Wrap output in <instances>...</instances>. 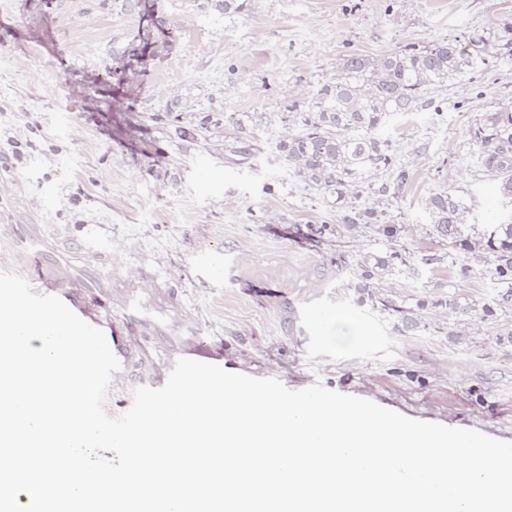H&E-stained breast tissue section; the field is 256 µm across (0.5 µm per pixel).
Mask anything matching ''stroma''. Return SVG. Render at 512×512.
<instances>
[{"mask_svg":"<svg viewBox=\"0 0 512 512\" xmlns=\"http://www.w3.org/2000/svg\"><path fill=\"white\" fill-rule=\"evenodd\" d=\"M237 2L0 0V271L19 269L8 225L93 236L114 287L140 267L167 280L240 372L512 440V309H498L495 258L449 257L428 209L450 189L476 230L512 218L468 135L512 102V0ZM443 41L477 63L385 125L408 180L377 207L398 238L346 227L276 150L298 131L289 106L348 56ZM396 252L403 274L358 289L360 263ZM322 308L347 311L369 342L336 353L314 330ZM142 342L143 364L108 389L110 416L179 339Z\"/></svg>","mask_w":512,"mask_h":512,"instance_id":"1","label":"stroma"}]
</instances>
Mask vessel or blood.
Returning <instances> with one entry per match:
<instances>
[{
    "mask_svg": "<svg viewBox=\"0 0 512 512\" xmlns=\"http://www.w3.org/2000/svg\"><path fill=\"white\" fill-rule=\"evenodd\" d=\"M10 238L13 259L35 292L60 297L81 319L103 330L120 362L119 377L128 376L138 365L140 349L133 334L136 325L146 321L165 335L192 338L194 344L184 349V356L223 365V348L199 341L196 323L185 319L172 324L170 306L176 297L167 281L139 270L117 298L102 254H94L92 262L81 267L69 264L67 253L79 247L69 235L52 233L41 224H16Z\"/></svg>",
    "mask_w": 512,
    "mask_h": 512,
    "instance_id": "1",
    "label": "vessel or blood"
}]
</instances>
